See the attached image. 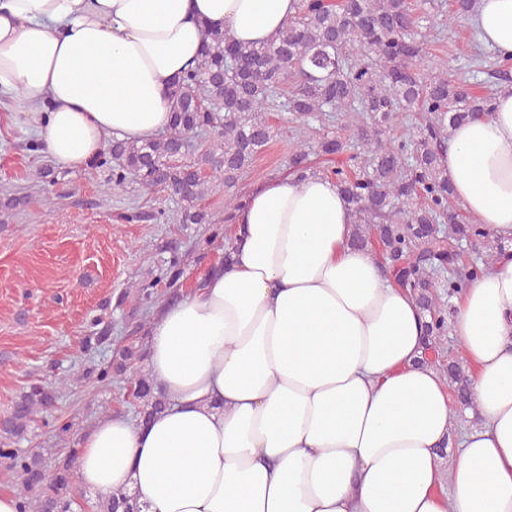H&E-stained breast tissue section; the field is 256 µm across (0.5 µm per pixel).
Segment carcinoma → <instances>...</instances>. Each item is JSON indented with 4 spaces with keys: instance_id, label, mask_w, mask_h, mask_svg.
I'll use <instances>...</instances> for the list:
<instances>
[{
    "instance_id": "obj_1",
    "label": "carcinoma",
    "mask_w": 512,
    "mask_h": 512,
    "mask_svg": "<svg viewBox=\"0 0 512 512\" xmlns=\"http://www.w3.org/2000/svg\"><path fill=\"white\" fill-rule=\"evenodd\" d=\"M476 0H453L445 30L466 22ZM443 0H299L293 20L263 45L236 43L223 30L203 26V50L194 68L171 86L168 133L145 141L112 140L97 160L108 167L107 189L132 180L145 192L168 189L182 202L180 224H206L208 235L190 245L196 261L224 244L223 263L233 261L234 241L199 202L224 186V222L234 223L242 197L231 189L278 132L263 114L283 110L308 126L312 139L293 136L288 169L298 179L320 174L336 184L351 207L355 247L377 249L394 282L416 300L425 317V350L438 351L451 332L454 299L488 266L501 241L475 223L448 183L444 158L449 132L494 112L501 86L512 83V58L501 59L474 44L468 74L448 71L433 59L425 16H443ZM482 74L481 94L473 77ZM472 241L470 263L458 245ZM160 274L133 282L117 306L130 317L160 300L180 297L184 273L179 248L168 249ZM142 324L126 336L93 317L82 340L84 353L108 354L86 372L107 388L129 386L137 414L150 418L167 407L143 362ZM440 371L455 406L473 405L471 379L460 355L424 359ZM30 381L0 422V467L16 483L18 512H76L74 463L78 441L72 424L48 418L57 386ZM42 418L65 443L45 455L19 447L30 424ZM92 512H137L123 491L103 495Z\"/></svg>"
}]
</instances>
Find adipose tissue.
Here are the masks:
<instances>
[{"instance_id": "adipose-tissue-1", "label": "adipose tissue", "mask_w": 512, "mask_h": 512, "mask_svg": "<svg viewBox=\"0 0 512 512\" xmlns=\"http://www.w3.org/2000/svg\"><path fill=\"white\" fill-rule=\"evenodd\" d=\"M295 0H0V96L56 164L170 124L169 89L204 26L262 44ZM479 41L512 57V0H478ZM448 181L507 246L455 301L478 426L458 430L424 363L413 297L352 248L329 179L253 185L235 256L153 317L148 368L169 405L100 418L76 476L140 512H512V87L448 136Z\"/></svg>"}]
</instances>
